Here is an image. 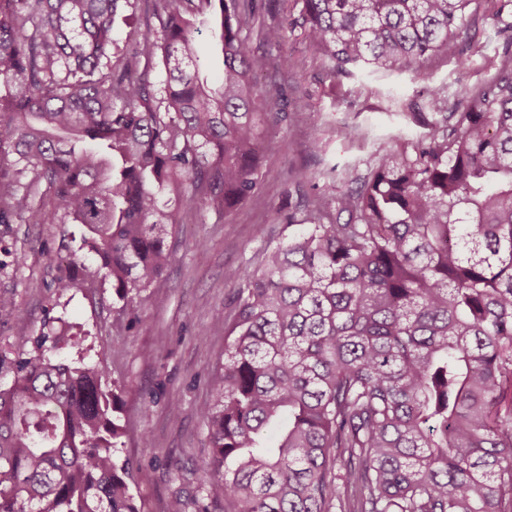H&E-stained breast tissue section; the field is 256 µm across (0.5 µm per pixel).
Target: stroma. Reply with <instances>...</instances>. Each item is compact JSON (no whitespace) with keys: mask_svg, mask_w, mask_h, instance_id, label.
Returning <instances> with one entry per match:
<instances>
[{"mask_svg":"<svg viewBox=\"0 0 512 512\" xmlns=\"http://www.w3.org/2000/svg\"><path fill=\"white\" fill-rule=\"evenodd\" d=\"M498 0H474L469 37L447 56L427 61L420 75L358 70L330 78L329 61L302 30L288 34L289 65L264 71L261 84H278L287 119L271 132L258 192L228 214L182 211L167 237L170 262L130 310L111 281L81 264L77 224H0V357L15 358L19 331L31 334L79 326V348L67 359L100 360L106 387L118 396L123 434L119 461L129 462L130 491L139 512H167L181 498L186 512H224L203 500L199 466L210 453L198 408L210 401L209 381L224 369L225 338L233 324L240 281L230 271L261 269L265 247L286 243L309 217L328 175L340 191L355 188L378 153L399 150L427 133L415 111H426L431 91L463 100L494 73L504 55L512 13ZM293 0H255L252 47L261 53L266 26L295 14ZM308 170L317 183L297 180ZM204 249H196L197 239ZM64 279L75 283L58 293Z\"/></svg>","mask_w":512,"mask_h":512,"instance_id":"35a3bbf8","label":"stroma"}]
</instances>
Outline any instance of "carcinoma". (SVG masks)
Instances as JSON below:
<instances>
[{"instance_id": "1", "label": "carcinoma", "mask_w": 512, "mask_h": 512, "mask_svg": "<svg viewBox=\"0 0 512 512\" xmlns=\"http://www.w3.org/2000/svg\"><path fill=\"white\" fill-rule=\"evenodd\" d=\"M138 2L0 0V224L81 225L131 307L169 263L168 205L251 198L282 120L239 0H151L157 25L119 50ZM296 2L343 76L420 73L467 36L474 0ZM291 26L266 45L284 54ZM428 107L451 123L379 154L356 190L327 185L261 271L231 274L232 337L200 409L201 492L224 512H512V52L460 104L434 91ZM17 342L0 357V512H138L106 367L60 359L78 346L64 332Z\"/></svg>"}]
</instances>
